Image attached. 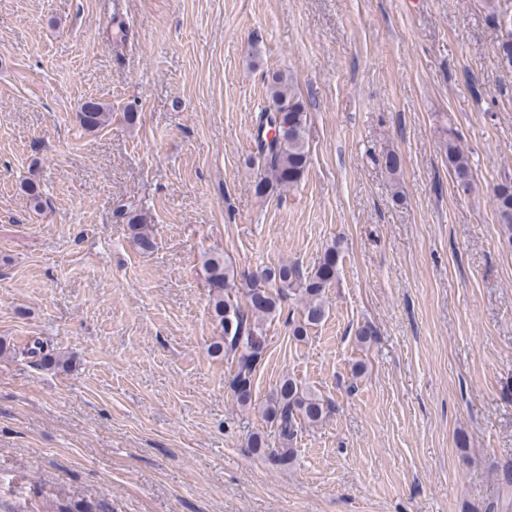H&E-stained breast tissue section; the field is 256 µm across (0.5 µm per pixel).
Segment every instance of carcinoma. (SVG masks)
<instances>
[{"label":"carcinoma","mask_w":512,"mask_h":512,"mask_svg":"<svg viewBox=\"0 0 512 512\" xmlns=\"http://www.w3.org/2000/svg\"><path fill=\"white\" fill-rule=\"evenodd\" d=\"M501 62L512 68V21L498 40ZM272 106L259 113L254 135V157L261 164L263 176L255 186L256 194L267 196L273 190L295 187L309 165L307 146V108L292 81L281 73L272 76L268 87ZM79 124L94 130L109 119L105 107L93 100L84 102L77 113ZM448 167L453 170L458 187L472 188L474 176L470 158L461 146L457 133L443 130ZM493 205L498 223L512 235V180L507 178L494 187ZM127 224L134 244L144 253L155 248L147 218L134 210L120 214ZM340 243L324 249L317 266L306 272L295 263L282 264L259 274H239L230 261L216 255L207 257L203 267L212 291L211 308L220 327L211 344L212 353L235 365L228 386L241 410L253 403V376L265 350L264 326L273 321L285 300L301 303L304 321L294 326L297 341L307 336V327L317 325L326 316V290L333 287L338 275ZM25 354L40 358L43 366L60 364L44 342L36 338L27 344ZM333 409L310 388L296 379L283 377L268 399L263 414L273 426L280 446L272 448L258 436L250 447L269 455L284 467L294 465L295 444L303 428L318 426L331 416Z\"/></svg>","instance_id":"carcinoma-1"}]
</instances>
